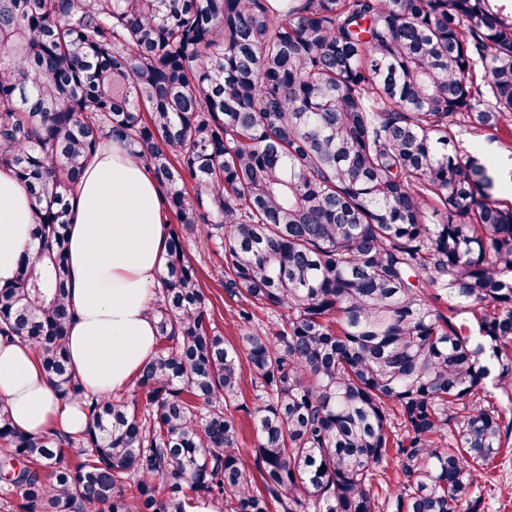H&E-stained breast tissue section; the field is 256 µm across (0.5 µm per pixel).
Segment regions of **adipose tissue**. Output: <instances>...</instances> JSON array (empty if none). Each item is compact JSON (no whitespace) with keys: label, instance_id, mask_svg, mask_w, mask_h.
<instances>
[{"label":"adipose tissue","instance_id":"obj_1","mask_svg":"<svg viewBox=\"0 0 512 512\" xmlns=\"http://www.w3.org/2000/svg\"><path fill=\"white\" fill-rule=\"evenodd\" d=\"M30 192L0 169V287L33 253ZM168 247V218L153 174L119 143L101 146L86 167L68 230V291L73 317L69 367L84 389L107 397L132 383L156 348L150 315ZM0 397L14 426L29 434L83 432L88 417L48 382L36 351L0 335Z\"/></svg>","mask_w":512,"mask_h":512}]
</instances>
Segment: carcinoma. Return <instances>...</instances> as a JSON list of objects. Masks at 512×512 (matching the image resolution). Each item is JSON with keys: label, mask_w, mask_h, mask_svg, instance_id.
Here are the masks:
<instances>
[{"label": "carcinoma", "mask_w": 512, "mask_h": 512, "mask_svg": "<svg viewBox=\"0 0 512 512\" xmlns=\"http://www.w3.org/2000/svg\"><path fill=\"white\" fill-rule=\"evenodd\" d=\"M490 131L512 153V0H0V167L36 215L0 333L89 417L33 437L0 398L23 512H375L392 451L393 512H479L512 447V205L479 157ZM112 140L176 220L140 404L85 396L65 345L71 201ZM199 224L230 297L288 311L241 350L186 253ZM247 379L259 489L233 415ZM400 481V471L396 466V462H391L388 466H383L373 473L372 476V493L377 502V512H391L388 503V495L395 494L398 491Z\"/></svg>", "instance_id": "carcinoma-1"}]
</instances>
